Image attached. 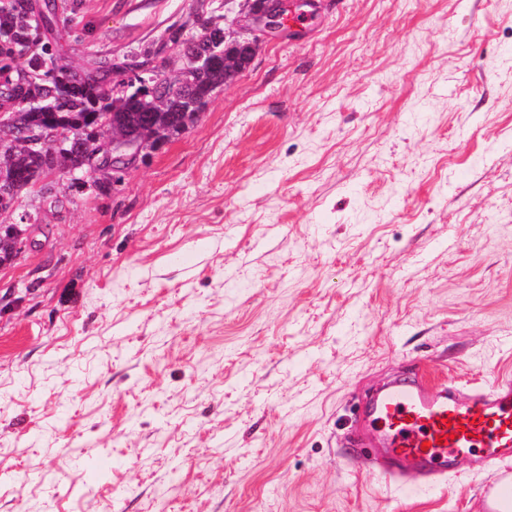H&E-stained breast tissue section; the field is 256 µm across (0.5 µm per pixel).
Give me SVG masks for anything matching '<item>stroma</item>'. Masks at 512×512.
<instances>
[{"label":"stroma","mask_w":512,"mask_h":512,"mask_svg":"<svg viewBox=\"0 0 512 512\" xmlns=\"http://www.w3.org/2000/svg\"><path fill=\"white\" fill-rule=\"evenodd\" d=\"M74 0L77 63L191 6ZM108 194L56 173L0 269V512H487L386 481L355 405L512 379V0H318Z\"/></svg>","instance_id":"stroma-1"}]
</instances>
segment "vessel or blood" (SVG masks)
I'll return each instance as SVG.
<instances>
[{"label": "vessel or blood", "instance_id": "vessel-or-blood-1", "mask_svg": "<svg viewBox=\"0 0 512 512\" xmlns=\"http://www.w3.org/2000/svg\"><path fill=\"white\" fill-rule=\"evenodd\" d=\"M365 420L373 427L366 444L384 463L425 477L446 474L464 453L512 459V384L496 379L463 397L454 387L399 378L369 398Z\"/></svg>", "mask_w": 512, "mask_h": 512}]
</instances>
